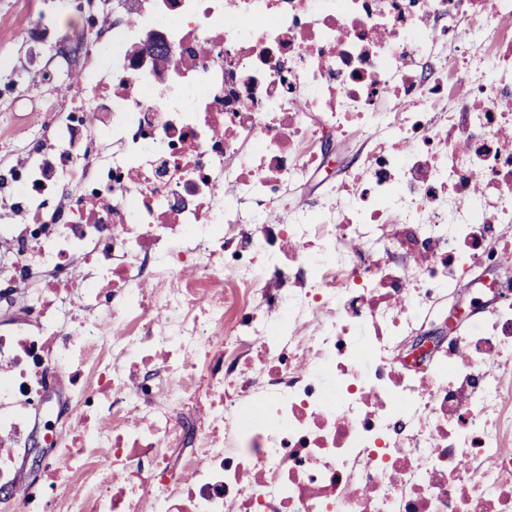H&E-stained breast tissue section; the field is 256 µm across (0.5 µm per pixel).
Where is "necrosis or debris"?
Listing matches in <instances>:
<instances>
[{"label":"necrosis or debris","mask_w":512,"mask_h":512,"mask_svg":"<svg viewBox=\"0 0 512 512\" xmlns=\"http://www.w3.org/2000/svg\"><path fill=\"white\" fill-rule=\"evenodd\" d=\"M110 20L54 160L0 177L21 218L0 304L38 305L0 329L14 512H512L498 280L474 292L488 319L397 357L512 250V0H113ZM150 29L165 67L130 51ZM66 110L90 133L58 140ZM330 133L355 171L296 204ZM39 419L64 467L36 487L15 451Z\"/></svg>","instance_id":"1"}]
</instances>
